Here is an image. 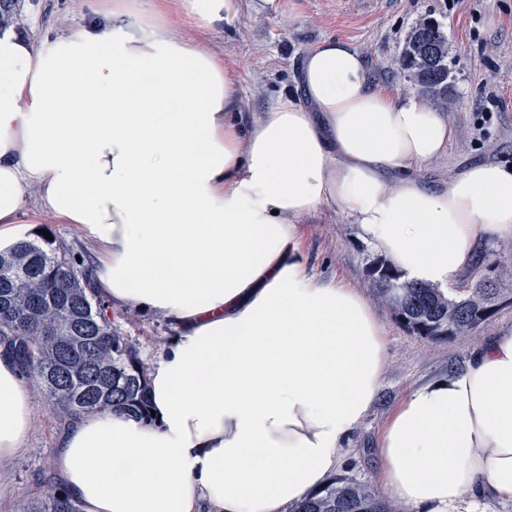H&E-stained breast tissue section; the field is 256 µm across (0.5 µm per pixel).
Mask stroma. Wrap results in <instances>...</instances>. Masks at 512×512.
<instances>
[{
    "instance_id": "stroma-1",
    "label": "stroma",
    "mask_w": 512,
    "mask_h": 512,
    "mask_svg": "<svg viewBox=\"0 0 512 512\" xmlns=\"http://www.w3.org/2000/svg\"><path fill=\"white\" fill-rule=\"evenodd\" d=\"M21 19L43 28L60 19L78 20L70 0H14ZM275 10L243 12L233 30H204L183 14L178 0L168 8L180 35L220 57L239 80L244 109L261 111L280 93L296 88L302 59L327 38L348 42L366 59L378 85L407 95L416 86L400 65L412 28L422 19L437 20L448 37V66L453 77L446 114L457 135L446 154L420 169L433 182L468 165L492 161L512 164V0H275ZM301 247L309 273L360 290L375 307L386 330L388 363L378 397L358 432L343 451L338 476L377 485L380 430L412 388L461 370L469 350L504 328L512 327V301H503L494 316L469 334L430 341L400 326L370 284L369 269L383 256L359 235L352 220L327 210L299 222ZM54 246L88 268L93 253L82 229L42 217ZM112 322L136 343L142 359L175 334L164 320L120 312ZM35 423L25 451L0 462V512H18L22 503L40 502L60 481L52 466L65 420L40 396H33Z\"/></svg>"
}]
</instances>
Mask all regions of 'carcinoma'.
I'll return each mask as SVG.
<instances>
[{"instance_id":"carcinoma-1","label":"carcinoma","mask_w":512,"mask_h":512,"mask_svg":"<svg viewBox=\"0 0 512 512\" xmlns=\"http://www.w3.org/2000/svg\"><path fill=\"white\" fill-rule=\"evenodd\" d=\"M401 63L418 91L435 104L448 103V38L439 23L425 20L406 39ZM371 285L392 317L408 332L434 339L442 329L464 336L492 317L498 285L512 280V260L497 264L493 285L478 277L454 296L432 284L410 281L389 263L370 271ZM0 346L32 378L38 394L65 416L120 410L149 417V364L87 288L86 274L52 248V242L20 239L0 254ZM20 512H80L59 489L41 505ZM294 512H397L370 486L339 478L300 502Z\"/></svg>"}]
</instances>
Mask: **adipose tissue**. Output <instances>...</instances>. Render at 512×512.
I'll return each mask as SVG.
<instances>
[{"label": "adipose tissue", "mask_w": 512, "mask_h": 512, "mask_svg": "<svg viewBox=\"0 0 512 512\" xmlns=\"http://www.w3.org/2000/svg\"><path fill=\"white\" fill-rule=\"evenodd\" d=\"M73 2L86 17L40 34L0 20V249L29 211L79 225L95 295L176 334L150 367L152 417L77 416L53 467L80 512H287L338 470L387 364L368 300L308 272L300 218L340 211L409 279L450 289L512 238V166L416 176L455 127L379 89L342 40L305 54L299 98L246 112L162 0ZM180 3L205 29L274 7ZM33 422L0 350V461ZM379 451L381 487L414 512L512 505V328L409 391Z\"/></svg>", "instance_id": "obj_1"}]
</instances>
